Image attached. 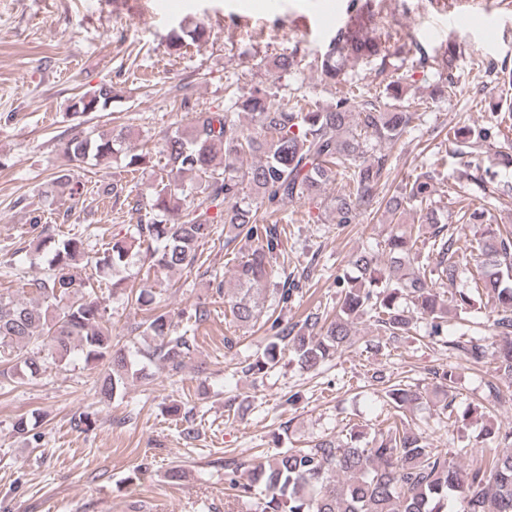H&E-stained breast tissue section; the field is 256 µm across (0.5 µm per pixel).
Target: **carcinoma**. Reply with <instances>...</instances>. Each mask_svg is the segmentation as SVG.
<instances>
[{"label": "carcinoma", "instance_id": "cac0c4a2", "mask_svg": "<svg viewBox=\"0 0 512 512\" xmlns=\"http://www.w3.org/2000/svg\"><path fill=\"white\" fill-rule=\"evenodd\" d=\"M205 35L202 26H181L170 35L168 50L177 52ZM399 51V46L393 49L385 40L348 29L314 63L321 77L336 87L331 104L306 101L288 106L275 102L274 84L256 85L246 92H230L232 111L196 112L189 130L165 134L160 155L167 172L148 196L133 198L131 211L138 214L134 232L112 238L94 261L89 257L91 243L82 238L55 243L48 272L23 284L35 291L37 301L0 293V341L21 349L36 344L55 365L67 363L76 353L88 364H104L99 393L106 401L123 395L130 382L145 378L148 362L176 372L193 350L188 330H180L171 315L152 308L151 290L131 288L125 293L126 303L142 314L133 330L152 340L140 352L142 360L131 358L113 343L110 319L93 298L94 283L83 276V262L116 271L142 252L149 267L182 272L197 263L199 247L213 236V224L220 218L235 232L234 238L250 243V252L234 272L233 295L225 300L233 321L247 325L262 312L261 288L273 284L275 298L282 304L297 288L286 279L271 282L272 261L281 250L284 228L270 217L289 201L315 200L336 182L340 188L328 200L336 223L356 224L360 216L373 213L389 224H401L411 211L417 215V228L391 232L384 263L367 250L352 255L350 273L336 275L340 291L334 316L310 312L298 329L274 318L264 351L241 366V373L263 376L287 351L299 370L315 371L354 344L353 325L362 317L393 344L409 335L416 318L426 320L431 337H439L449 317L461 318L473 307L474 296L485 295L491 301L490 336L451 340L448 345L472 367L493 361L497 375L512 384V228L492 223L490 210L477 209L470 197L459 193L453 200L462 223L449 227L432 199L430 171L391 193L383 192L391 170L383 145L398 141L420 118L427 101L405 92L404 75L365 95L347 77L346 64L351 59H378L382 74L387 60ZM456 60L450 45L432 56L419 55L415 68L435 71L442 82L438 92L451 95L457 88ZM300 65L295 52L257 62L277 79ZM112 99V84L101 83L71 98L67 111L74 118L105 112ZM497 110L486 126L448 129V140L458 154L493 149L502 163L512 164V153L498 149L504 131L512 129V103L505 98ZM130 134L122 127L71 136L63 148L67 165L55 172L48 205L78 192L72 166L89 161L107 164L120 154L132 172L150 163L149 151L125 154ZM186 173L197 178L189 188L182 182ZM212 209L214 216L209 215ZM473 220L483 222L484 229L467 254L459 242ZM425 224L430 233L423 254L417 241ZM472 261L473 286L441 299L437 289L455 285ZM46 370L40 353L21 352L11 370H0V376L33 380ZM432 375V387L424 391L383 375L376 378L385 384L393 415L386 418L387 429L370 444L361 445L362 434L352 429L343 439L325 435L307 448H287L251 464L228 459L225 481L241 499L251 498L255 487H264L266 495L255 512H448L451 498L459 501L457 512H512V427L486 425L484 435L506 443L509 451L465 468L450 459L449 452L430 447L419 426L408 419V412L432 398L453 421L459 367L437 368ZM170 411L181 414L186 423L181 434L193 438V409L173 405Z\"/></svg>", "mask_w": 512, "mask_h": 512}]
</instances>
